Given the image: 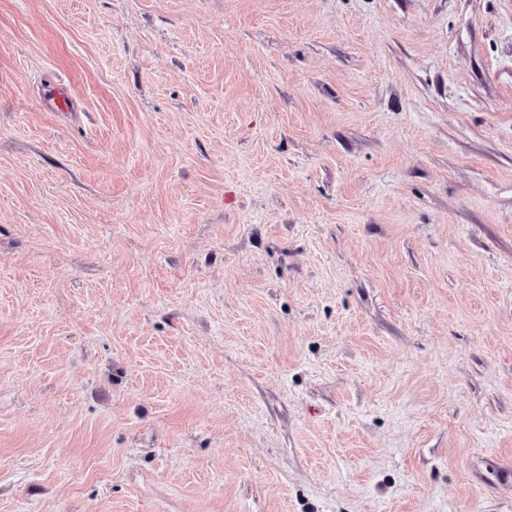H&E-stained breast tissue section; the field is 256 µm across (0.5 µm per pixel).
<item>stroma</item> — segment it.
I'll use <instances>...</instances> for the list:
<instances>
[{"instance_id":"35a3bbf8","label":"stroma","mask_w":512,"mask_h":512,"mask_svg":"<svg viewBox=\"0 0 512 512\" xmlns=\"http://www.w3.org/2000/svg\"><path fill=\"white\" fill-rule=\"evenodd\" d=\"M0 512H512V0H0Z\"/></svg>"}]
</instances>
